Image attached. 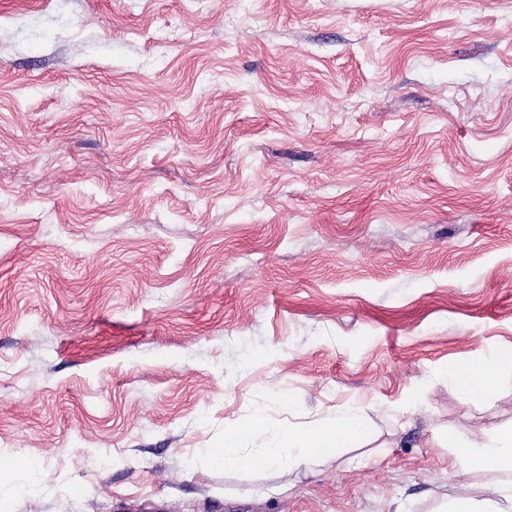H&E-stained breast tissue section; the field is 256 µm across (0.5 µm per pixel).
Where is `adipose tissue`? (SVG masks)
Returning a JSON list of instances; mask_svg holds the SVG:
<instances>
[{
    "label": "adipose tissue",
    "mask_w": 512,
    "mask_h": 512,
    "mask_svg": "<svg viewBox=\"0 0 512 512\" xmlns=\"http://www.w3.org/2000/svg\"><path fill=\"white\" fill-rule=\"evenodd\" d=\"M506 369H512V360L497 359L477 366L452 364L448 367V378L468 399L476 402L486 397L498 374ZM263 426L262 419H255L250 431L260 432ZM247 432L238 427L225 432L224 446L214 456L217 465L227 470L261 471L281 461L297 467L319 457L324 449L348 448L363 441L367 435L363 418L354 411L336 413L310 429L283 430L278 443L266 448L244 447ZM462 457L470 470L511 468L512 432L493 434L482 445L465 450Z\"/></svg>",
    "instance_id": "1"
}]
</instances>
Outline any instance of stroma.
I'll return each mask as SVG.
<instances>
[{"label":"stroma","instance_id":"35a3bbf8","mask_svg":"<svg viewBox=\"0 0 512 512\" xmlns=\"http://www.w3.org/2000/svg\"><path fill=\"white\" fill-rule=\"evenodd\" d=\"M506 349L512 0H0V512L495 499L512 370L446 369ZM512 369V359L509 361L497 359L482 365H448V379L454 382L461 392L471 401L476 402L486 397L503 370ZM366 435L365 422L354 411L336 412L310 429H285L279 442L267 448H243L246 433L239 427H231L224 433V448L215 454L214 461L224 470L261 471L277 461L297 467L319 457L325 448H349L363 441ZM279 444L291 450L287 457L281 456ZM468 470L497 471L512 467V432L494 433L485 443L462 453Z\"/></svg>","mask_w":512,"mask_h":512}]
</instances>
